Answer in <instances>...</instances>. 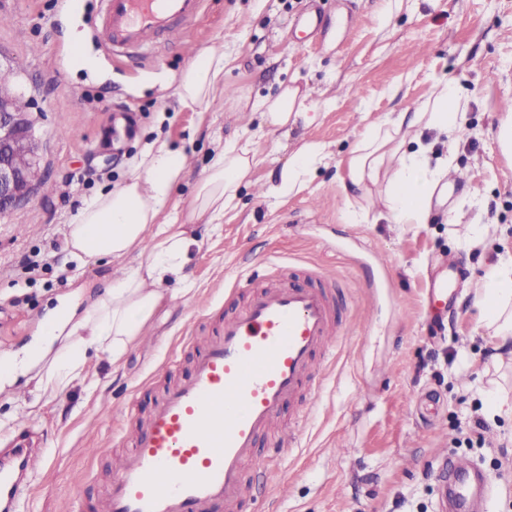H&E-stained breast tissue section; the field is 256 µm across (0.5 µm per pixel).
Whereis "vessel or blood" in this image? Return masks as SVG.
I'll return each instance as SVG.
<instances>
[{"mask_svg": "<svg viewBox=\"0 0 512 512\" xmlns=\"http://www.w3.org/2000/svg\"><path fill=\"white\" fill-rule=\"evenodd\" d=\"M112 54L152 51L159 38L186 44L203 0H100ZM308 288L255 290L224 320L218 336L195 353L187 377L166 386L153 412L131 431L132 447L115 462L97 512H210L213 503L252 500L245 478L260 438L274 452L295 434L279 427L285 402L316 396L312 383L341 333L335 285L311 270ZM47 457L22 431L0 454V512H18L32 474ZM451 497L468 507L482 477L455 459Z\"/></svg>", "mask_w": 512, "mask_h": 512, "instance_id": "1", "label": "vessel or blood"}]
</instances>
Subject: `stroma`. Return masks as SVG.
<instances>
[{
    "instance_id": "stroma-1",
    "label": "stroma",
    "mask_w": 512,
    "mask_h": 512,
    "mask_svg": "<svg viewBox=\"0 0 512 512\" xmlns=\"http://www.w3.org/2000/svg\"><path fill=\"white\" fill-rule=\"evenodd\" d=\"M388 0H205L192 24L195 50L224 42V83L205 117L181 109L178 79L190 61L174 47L116 58L101 35L99 0H0V67L32 112L39 170L28 197L0 215V356L24 351L60 300L98 301L115 276L111 258L81 264L67 227L82 204L121 185L158 141L184 147L185 175L174 193L188 206L224 143L250 140L255 165L240 203L221 229L199 223L188 302L160 308L151 344L129 349L120 368L90 357L84 377L59 395L34 391L26 377L0 388V448L20 431L42 438L45 469L20 512H95L128 448L112 412L145 419L170 377L224 315L245 300L225 283L273 263L266 283L310 286L312 265L332 275L348 331L337 341L317 403L280 418L297 424L298 445L267 469L250 466L254 501L242 512H448L441 494L451 460L465 456L490 478L485 512H512V420L492 415L512 403V353L490 358L491 332L472 302L476 280L497 254L512 252V150L498 141L512 103V0H411L384 18ZM324 26L305 46L292 32L311 9ZM456 80L468 111L452 163L453 183L429 223L381 219L383 185L349 206L336 163L367 125L386 112H411L433 78ZM308 86L316 122L259 131L249 107L282 87ZM305 141L326 144V164L305 192L286 201L263 186ZM33 224L32 236L18 234ZM479 225L485 250L466 252ZM241 249H232V242ZM452 255L463 282L445 304L426 289ZM41 268L34 277L20 264ZM384 276L374 314L365 280Z\"/></svg>"
}]
</instances>
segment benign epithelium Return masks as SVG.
Here are the masks:
<instances>
[{"label":"benign epithelium","instance_id":"7a95c632","mask_svg":"<svg viewBox=\"0 0 512 512\" xmlns=\"http://www.w3.org/2000/svg\"><path fill=\"white\" fill-rule=\"evenodd\" d=\"M16 100L11 86L0 83V215L28 195L39 167L32 117L16 109Z\"/></svg>","mask_w":512,"mask_h":512}]
</instances>
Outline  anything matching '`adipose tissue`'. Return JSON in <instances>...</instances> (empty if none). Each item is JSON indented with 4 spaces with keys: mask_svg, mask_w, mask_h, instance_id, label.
Segmentation results:
<instances>
[{
    "mask_svg": "<svg viewBox=\"0 0 512 512\" xmlns=\"http://www.w3.org/2000/svg\"><path fill=\"white\" fill-rule=\"evenodd\" d=\"M224 94V51L202 50L183 72L179 103L194 112ZM307 88L285 87L276 97L255 101L264 126L285 128L313 122ZM468 108L467 98L445 77L434 79L427 98L412 112H390L368 125L344 161L340 187L345 195L368 183H384L387 214L398 224H425L432 215L435 190L448 174L447 158H433L423 139L437 131L453 147ZM328 156L325 144L309 141L296 149L267 184L269 197L285 200L305 191L310 177ZM255 156L248 144L226 143L197 183L187 213L172 205L185 169L183 151L160 143L143 158L140 169L122 185L87 202L72 218L67 244L78 260L111 258L119 274L97 304L77 311L53 310L39 343L22 359L0 361V381L15 372L29 375L38 392L55 395L81 379L88 353H103L120 364L130 347L163 305L187 299L194 284L187 268L197 244L189 227L198 219L222 224L239 205ZM135 265H127L128 256ZM474 302L482 307L496 335H512V255L499 256L485 273Z\"/></svg>",
    "mask_w": 512,
    "mask_h": 512,
    "instance_id": "adipose-tissue-1",
    "label": "adipose tissue"
}]
</instances>
